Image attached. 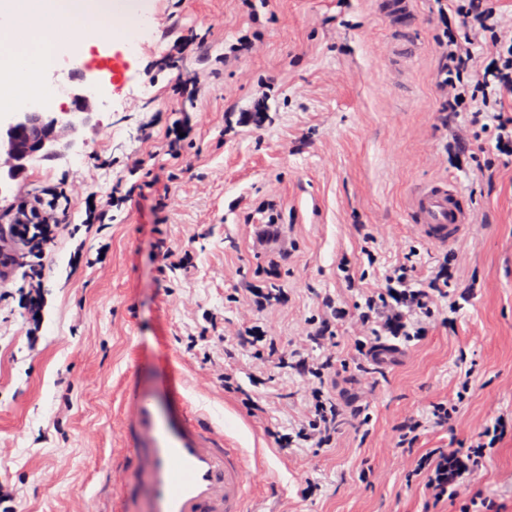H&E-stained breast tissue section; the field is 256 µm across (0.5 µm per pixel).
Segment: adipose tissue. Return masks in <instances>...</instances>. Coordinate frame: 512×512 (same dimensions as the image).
<instances>
[{
    "label": "adipose tissue",
    "mask_w": 512,
    "mask_h": 512,
    "mask_svg": "<svg viewBox=\"0 0 512 512\" xmlns=\"http://www.w3.org/2000/svg\"><path fill=\"white\" fill-rule=\"evenodd\" d=\"M113 0H0V109L9 111L37 95L52 58L87 30L86 20L116 18Z\"/></svg>",
    "instance_id": "adipose-tissue-1"
}]
</instances>
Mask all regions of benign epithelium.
I'll return each mask as SVG.
<instances>
[{"mask_svg": "<svg viewBox=\"0 0 512 512\" xmlns=\"http://www.w3.org/2000/svg\"><path fill=\"white\" fill-rule=\"evenodd\" d=\"M98 86V78L92 77L70 90L74 106L66 112H53L38 103L0 118V194L34 162L66 155L91 120V99Z\"/></svg>", "mask_w": 512, "mask_h": 512, "instance_id": "benign-epithelium-1", "label": "benign epithelium"}]
</instances>
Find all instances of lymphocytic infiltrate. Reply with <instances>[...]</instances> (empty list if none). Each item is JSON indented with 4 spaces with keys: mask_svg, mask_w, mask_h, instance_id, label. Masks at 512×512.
<instances>
[{
    "mask_svg": "<svg viewBox=\"0 0 512 512\" xmlns=\"http://www.w3.org/2000/svg\"><path fill=\"white\" fill-rule=\"evenodd\" d=\"M454 14L460 36L438 42L445 62L438 84L442 109L455 113L461 106H469L468 130L456 137V149L464 154L471 142H480L491 159L480 164L478 170L482 178L488 179L493 175L495 158L512 154V115L491 109L492 104L504 98L512 99V23L502 20L488 0H468L467 4L456 5ZM158 181L159 175L148 159L134 158L126 175L120 176L111 191L97 199L87 212L86 226L111 224L115 203L152 189ZM67 199V188L62 185L28 196L0 215V242L12 245L11 251L0 254V267L8 275H21L18 291L33 316L40 313L42 306L43 258L68 218ZM457 261L456 251H446L428 278L419 280L414 275L412 256H404L402 262L383 273L378 287L361 293L353 306L344 307L334 299H325L321 312L305 319L301 344L288 349L270 336L262 320L264 312L287 303L285 289L273 283L246 288L243 300L253 317L237 329V339L259 366L271 364L280 370L289 369L306 381L304 413L285 430H269L274 447H328L345 420L360 431L368 427L371 418L365 406H340L335 395L326 389L328 376L336 370L332 347L337 325L346 320L358 325L355 355L368 362L369 372H376L371 358L378 347L392 339L407 344L422 340L442 309L454 313L463 301L469 300V290H450ZM456 414L455 404L441 401L433 403L427 414L406 416L398 426L399 447L413 449L427 426L451 425ZM511 427V420L498 417L478 432L470 446L451 451L434 448L413 460L411 473L422 481L432 505L456 496L487 451L497 448Z\"/></svg>",
    "mask_w": 512,
    "mask_h": 512,
    "instance_id": "obj_1",
    "label": "lymphocytic infiltrate"
}]
</instances>
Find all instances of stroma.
I'll list each match as a JSON object with an SVG mask.
<instances>
[{"instance_id":"obj_1","label":"stroma","mask_w":512,"mask_h":512,"mask_svg":"<svg viewBox=\"0 0 512 512\" xmlns=\"http://www.w3.org/2000/svg\"><path fill=\"white\" fill-rule=\"evenodd\" d=\"M413 51L380 54L399 38L377 0H133V43L90 32L79 48L48 66L41 96L69 109L68 88L97 75L100 92L81 139L67 156L35 163L0 195V213L22 197L68 179V225L44 262V307L37 350L18 299L0 303V512H95L100 478L116 451L114 401L131 364L142 387L173 377L217 421L266 480L251 493L253 512H427L421 484L397 457V428L432 402L456 399L464 373L472 386L454 428L429 426L416 453L464 448L501 413L512 412V158L493 181L448 157V139L464 117L439 110L442 62L437 41L450 29L435 0H415ZM207 36L188 47L177 70L159 61L182 35ZM250 52L225 60L240 36ZM196 75V101L172 91L177 73ZM190 118L183 169L150 192L114 208L101 232L85 229L86 198L106 194L127 158L153 149L181 115ZM449 176L474 205L472 234L456 243L457 287L476 293L454 325L433 323L427 336L377 373L352 366L355 325L336 328L334 391L361 395L369 435L344 424L329 448H274L267 434L303 413V378L276 373L269 413L250 417L218 380L227 350L242 368L233 330L247 318L229 294L257 282L270 254L251 244V219L267 203L288 229L290 255L280 268L286 306L266 313L282 346L299 344L303 321L323 297L352 304L339 270L361 273L364 233L375 232L382 263L417 250L426 278L442 250L422 241L407 218L412 191ZM165 233L192 247L189 272H161L153 242ZM96 266L76 265L75 253ZM229 331L191 349L207 314ZM317 485L303 491L301 477ZM468 494L512 512V435L468 479Z\"/></svg>"}]
</instances>
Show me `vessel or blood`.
<instances>
[{"label":"vessel or blood","mask_w":512,"mask_h":512,"mask_svg":"<svg viewBox=\"0 0 512 512\" xmlns=\"http://www.w3.org/2000/svg\"><path fill=\"white\" fill-rule=\"evenodd\" d=\"M390 20H413V0H384ZM409 218L425 242L448 246L475 224L472 203L453 179L424 182L413 193ZM118 437L129 454L114 512L137 502L141 512H249V493L265 475L250 467L224 428L183 395L181 383L163 393L142 388L135 372L123 380Z\"/></svg>","instance_id":"b4317fda"}]
</instances>
